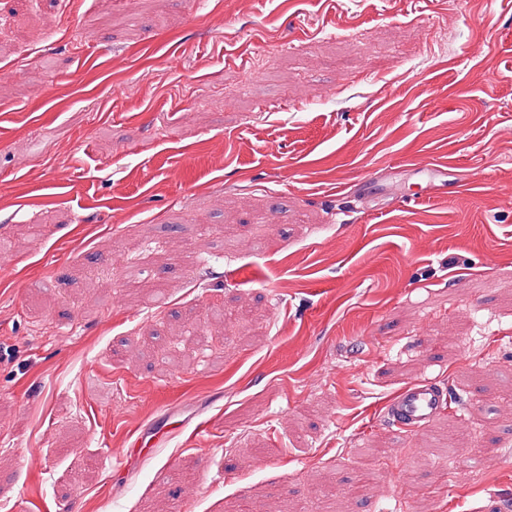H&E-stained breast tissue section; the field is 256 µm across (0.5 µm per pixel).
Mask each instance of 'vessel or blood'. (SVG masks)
Here are the masks:
<instances>
[{"mask_svg":"<svg viewBox=\"0 0 512 512\" xmlns=\"http://www.w3.org/2000/svg\"><path fill=\"white\" fill-rule=\"evenodd\" d=\"M447 404V395L440 385L421 380L389 400L384 416L397 428L420 429L440 417Z\"/></svg>","mask_w":512,"mask_h":512,"instance_id":"vessel-or-blood-1","label":"vessel or blood"}]
</instances>
